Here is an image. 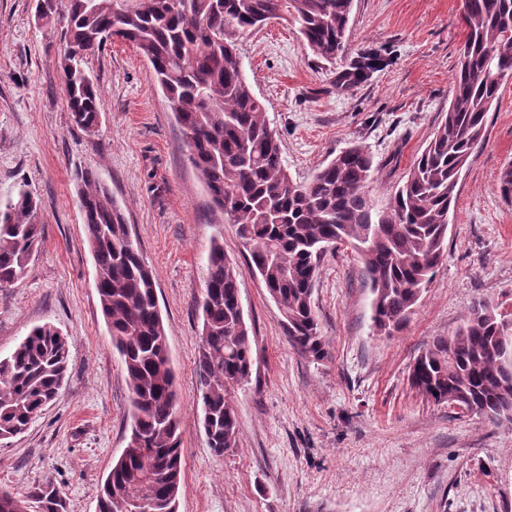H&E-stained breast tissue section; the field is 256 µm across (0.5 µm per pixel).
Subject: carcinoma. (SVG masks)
Here are the masks:
<instances>
[{"mask_svg":"<svg viewBox=\"0 0 512 512\" xmlns=\"http://www.w3.org/2000/svg\"><path fill=\"white\" fill-rule=\"evenodd\" d=\"M58 22L60 64L74 123L91 132L99 86L85 68L112 38L134 43L153 62L185 136L189 164L249 253L248 269L277 304L288 338L305 356L329 357L313 303L320 267L339 244L359 255L371 292L374 330L400 329L428 287L448 235L461 173L485 134L486 116L512 74V0H467L466 31L444 119L403 184L377 207L368 195L373 157L360 145L336 154L303 183L294 181L277 132L253 93L237 52V33L291 19L315 55L343 52L353 0H37ZM75 180L96 288L130 392L134 453L112 465L98 512H177L183 475L180 398L158 307L156 283L110 191L92 171ZM38 202L19 189L0 201V288L22 278L42 239ZM242 271L211 244L200 302L198 402L209 448L237 447L231 390L253 370L250 327L239 307ZM69 344L46 323L0 359V441L24 433L57 395L69 372ZM411 385L426 399L495 421H512V311L492 299L472 306L448 336L415 358ZM0 512H68L51 482L26 497L0 498Z\"/></svg>","mask_w":512,"mask_h":512,"instance_id":"1","label":"carcinoma"}]
</instances>
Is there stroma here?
Masks as SVG:
<instances>
[{"label": "stroma", "instance_id": "stroma-1", "mask_svg": "<svg viewBox=\"0 0 512 512\" xmlns=\"http://www.w3.org/2000/svg\"><path fill=\"white\" fill-rule=\"evenodd\" d=\"M36 0H0V194L41 202L39 251L0 289V358L50 323L70 347L69 377L23 435L0 445V489L23 497L53 482L69 512H97V488L127 446L129 388L95 288L75 174L94 171L122 208L151 269L181 401L185 475L178 512H512V422L423 398L410 366L478 301L512 309V201L496 190L512 165V77L457 186L445 254L406 325L372 330L362 264L340 246L321 266L314 303L328 359L303 356L248 254L196 171L156 75L129 42L88 57L102 91L95 132L77 127L60 76V28ZM461 0H354L347 47L318 58L295 27L243 33L246 77L281 140L292 178L309 180L339 151L365 147L384 204L448 109L464 44ZM385 63L357 73L362 54ZM350 86H343V74ZM242 268L253 372L231 397L236 448H209L197 401L198 303L213 240Z\"/></svg>", "mask_w": 512, "mask_h": 512}]
</instances>
